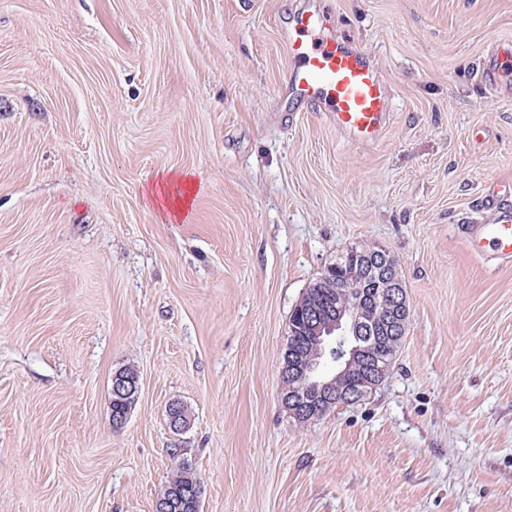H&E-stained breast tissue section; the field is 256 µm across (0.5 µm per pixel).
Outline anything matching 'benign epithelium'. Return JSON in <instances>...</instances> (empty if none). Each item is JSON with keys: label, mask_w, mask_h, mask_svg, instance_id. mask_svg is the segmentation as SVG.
Returning <instances> with one entry per match:
<instances>
[{"label": "benign epithelium", "mask_w": 512, "mask_h": 512, "mask_svg": "<svg viewBox=\"0 0 512 512\" xmlns=\"http://www.w3.org/2000/svg\"><path fill=\"white\" fill-rule=\"evenodd\" d=\"M369 279L381 285L372 296L358 291ZM312 287L330 289L332 301L322 308L301 307L313 336L312 349L285 350L280 369L281 403L300 423L356 404L375 388L389 366L387 361H374L376 351L393 346L409 317L404 286L381 249L348 247L343 260L326 266ZM358 363L366 372L357 377ZM138 391L137 373L113 376L115 425L125 424Z\"/></svg>", "instance_id": "obj_1"}]
</instances>
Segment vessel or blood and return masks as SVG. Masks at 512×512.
<instances>
[{"instance_id":"b4317fda","label":"vessel or blood","mask_w":512,"mask_h":512,"mask_svg":"<svg viewBox=\"0 0 512 512\" xmlns=\"http://www.w3.org/2000/svg\"><path fill=\"white\" fill-rule=\"evenodd\" d=\"M320 9L302 11L292 30L282 31L281 45L290 68L285 89L301 105L326 113L329 123L348 140L376 143L391 117V103L380 72L369 55L324 34ZM512 65V46L495 47L481 79L497 91L505 67ZM482 217L467 222L463 235L474 254L512 261V185L490 186L482 198Z\"/></svg>"}]
</instances>
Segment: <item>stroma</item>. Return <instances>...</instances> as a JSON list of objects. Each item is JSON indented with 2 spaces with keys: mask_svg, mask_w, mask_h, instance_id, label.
Listing matches in <instances>:
<instances>
[{
  "mask_svg": "<svg viewBox=\"0 0 512 512\" xmlns=\"http://www.w3.org/2000/svg\"><path fill=\"white\" fill-rule=\"evenodd\" d=\"M304 2L0 0V512H155L180 462L201 512H512V265L459 231L512 184V69L479 80L512 0H327L393 99L372 146L280 90ZM351 245L395 258L409 322L371 394L301 424L289 318ZM193 177L191 172L164 170L158 172L152 189H148L171 222L186 220L189 215L196 184ZM125 371L126 372L116 373L112 378L111 391L112 402H114L112 403V410H115L112 418L116 426H122L127 421L139 391V377L137 372H128L133 371V369H125ZM187 486L201 487V484L196 479V477L193 475V473L190 471V469L185 467L184 464L180 463L177 465L176 471L171 476L168 483L165 485L162 493H164L165 490H168V492H171V491L183 489ZM193 494L195 495V499L200 500L202 498V494H203L202 487L194 488Z\"/></svg>",
  "mask_w": 512,
  "mask_h": 512,
  "instance_id": "35a3bbf8",
  "label": "stroma"
}]
</instances>
